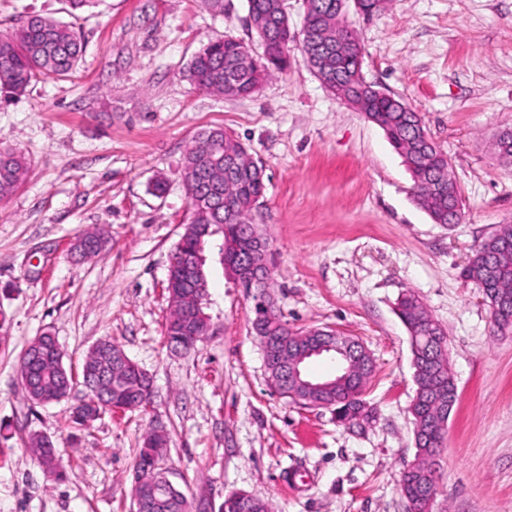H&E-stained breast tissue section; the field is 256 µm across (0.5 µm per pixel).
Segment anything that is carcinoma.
I'll return each instance as SVG.
<instances>
[{"label": "carcinoma", "mask_w": 512, "mask_h": 512, "mask_svg": "<svg viewBox=\"0 0 512 512\" xmlns=\"http://www.w3.org/2000/svg\"><path fill=\"white\" fill-rule=\"evenodd\" d=\"M103 0H66L67 12L78 14L102 5ZM304 27L314 43L324 40L335 44L331 53H319L307 63L322 85L334 94L345 97L365 118L379 126L389 142L403 158L411 174V194L436 224L462 216L459 186L448 169L446 154L428 135L422 116L400 97L380 94L376 86L363 78L362 48L355 30L341 20V0H305ZM248 12L256 16L267 13L272 22L255 29L263 48V58L247 63L250 51L244 43L231 37L208 41L188 64L191 82L201 90L227 97H248L287 64L286 52L290 41L288 16L280 0H248ZM81 34L71 22L53 16L33 14L12 33L0 36V93L6 98L23 95L42 78L64 79L76 70L84 54ZM29 171L26 156L13 150L0 149V200L9 198ZM182 181L188 198L191 220L189 226L212 224L224 234V259H234L236 249L253 246L252 233L257 231L252 212L265 191L264 169L255 161L248 148L222 128L206 129L189 143L183 160ZM185 247L175 246L176 265L184 256L195 255L198 240L183 232ZM464 277L481 288L490 308L493 325L499 330L512 329V225L482 241L463 272ZM172 312L164 324L167 346L180 345L187 349L201 343L209 330L208 317L186 314L174 297H169ZM396 313L406 327L411 347L417 354L416 369L421 373V390L414 396V428L419 441L414 462L400 475V490L413 512H423L424 497L438 489L437 471L429 459L444 447L449 416L455 406L456 392L448 358L442 354L439 341L445 339L443 329L431 318L420 299L412 292L403 294L396 303ZM256 336L272 332L291 345V328L275 307L270 315L251 322ZM121 348L106 339L94 345L86 354L81 376L85 388L97 382V376L112 371L114 356ZM21 378L31 381L34 388L53 389L59 396L72 390V374L61 376L54 364L31 356L25 349L20 361ZM373 371V364L357 362L354 376L339 381L336 386L315 394L321 402L334 404L342 417L354 422L372 419V410L363 405L360 393ZM149 388L147 373L131 358H125L123 368L112 375L104 404H88L71 408L72 419L86 416L95 421L111 411L112 401L138 396ZM26 446L45 464L43 471L61 479V464L50 463L56 456L52 440L31 434ZM167 448V437L149 429L135 458L133 471L148 475L146 490L132 489L135 497L146 502L136 512H191L184 506L185 493L176 494L163 480L155 458H161ZM220 512H272L269 503L249 494L238 492L225 497Z\"/></svg>", "instance_id": "obj_1"}]
</instances>
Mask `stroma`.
Wrapping results in <instances>:
<instances>
[{
  "label": "stroma",
  "mask_w": 512,
  "mask_h": 512,
  "mask_svg": "<svg viewBox=\"0 0 512 512\" xmlns=\"http://www.w3.org/2000/svg\"><path fill=\"white\" fill-rule=\"evenodd\" d=\"M64 8L0 0V35ZM344 19L365 79L420 112L447 154L461 223L432 222L384 132L321 86L298 42L252 96L191 84L187 65L214 37L262 55L247 0H224L219 16L205 0H106L82 15L85 52L70 78L0 102V147L31 162L0 201V512H133L132 467L155 419L168 436L169 477L193 512H218L238 491L274 512H406L399 480L416 454L415 385L395 307L409 289L447 334L458 393L431 512H512V331H496L481 289L463 276L476 246L512 224V163L494 148L512 129V0H385L369 17L346 0ZM213 127L264 167L254 222L270 242L277 310L291 327H329L368 349L370 425L347 428L332 409L274 391L253 301L225 268L220 235L203 252L211 331L186 353L165 345L167 273L190 218L183 158ZM92 228L111 241L79 259L70 245ZM45 331L75 375L88 349L111 339L152 377L151 407L81 429L69 407L82 384L34 404L19 359ZM33 431L53 441L63 480L25 447Z\"/></svg>",
  "instance_id": "stroma-1"
}]
</instances>
